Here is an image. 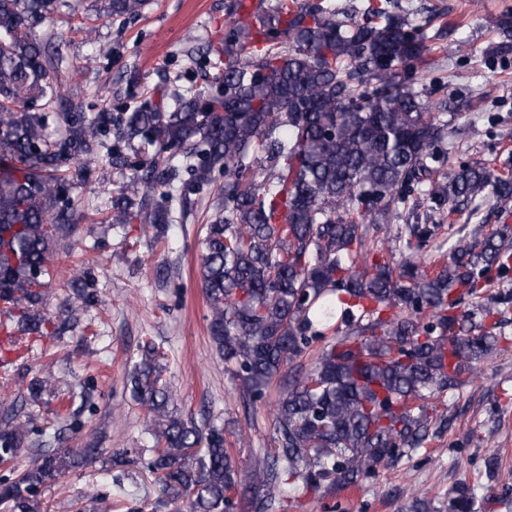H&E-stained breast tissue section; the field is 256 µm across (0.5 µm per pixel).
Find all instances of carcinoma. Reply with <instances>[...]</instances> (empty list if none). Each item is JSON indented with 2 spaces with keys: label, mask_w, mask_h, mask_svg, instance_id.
I'll return each instance as SVG.
<instances>
[{
  "label": "carcinoma",
  "mask_w": 512,
  "mask_h": 512,
  "mask_svg": "<svg viewBox=\"0 0 512 512\" xmlns=\"http://www.w3.org/2000/svg\"><path fill=\"white\" fill-rule=\"evenodd\" d=\"M148 0H100L96 16L133 18ZM231 0L213 92L178 91L108 127L105 111L71 112L61 95L72 66L46 57L30 23L73 12V0H0V301L18 310V329L45 324L43 278L54 251L73 231L69 192L84 180L112 132L127 153L112 164L129 170L108 223L142 230L171 222L160 205L181 168L197 186L224 171L213 202L199 281L208 332L244 391L254 397L285 364L321 342L312 364L280 385L274 452L255 455L242 473L224 447V428L202 427L170 410L172 395L155 346H140L126 377L131 399L152 415L147 469L165 491L188 497V512H233L248 493L255 512H272L286 479L302 491L331 494L353 486L383 462L429 437L428 401L452 395L495 349L497 311L460 312L462 298L483 295L481 279L509 262L501 233L451 249L430 272L422 250L435 215L478 218V201L507 209L512 177L479 162L448 163L443 119L415 89L428 66L429 36L395 0L343 13L326 0H275L252 25ZM63 114L66 134L53 141L48 113ZM448 164L431 177V163ZM423 185L424 223L410 231L398 265L372 254L367 224H388L406 188ZM89 307L83 277L67 282ZM351 321L327 337L336 304ZM28 400L59 397L51 373L34 377ZM0 407V462L23 455L13 478L0 479L4 512H42L43 488L99 454L97 448L46 447ZM448 512H478L464 487L448 489Z\"/></svg>",
  "instance_id": "carcinoma-1"
}]
</instances>
